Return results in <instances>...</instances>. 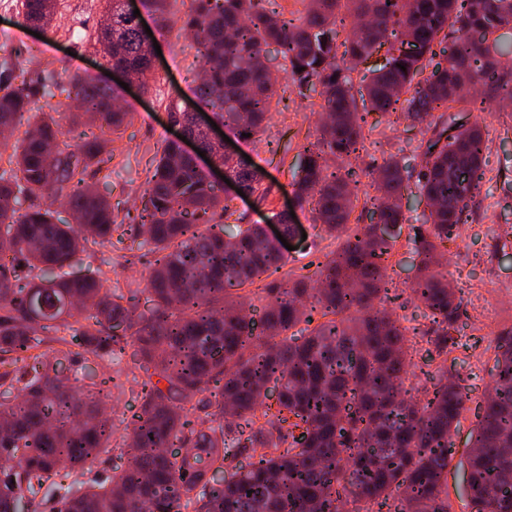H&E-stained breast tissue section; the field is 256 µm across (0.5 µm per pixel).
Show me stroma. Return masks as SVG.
<instances>
[{
	"label": "stroma",
	"mask_w": 512,
	"mask_h": 512,
	"mask_svg": "<svg viewBox=\"0 0 512 512\" xmlns=\"http://www.w3.org/2000/svg\"><path fill=\"white\" fill-rule=\"evenodd\" d=\"M191 0H171L172 29L159 42L162 51L157 68L148 81V92L130 87L124 99L131 112L116 130H99L86 121L64 122L61 145L72 146L83 136L103 135L109 139L112 160L111 176L102 180L93 176L100 193L106 197L115 216L137 215L141 208L146 177L160 157L165 142L171 140L166 110L171 100L194 103L200 59L194 41L181 31V18ZM101 14L99 0H58V12L52 29L41 35L29 34L23 22L20 0H0V60L10 57L15 47L38 45V57L44 68L55 74L79 72L90 76L103 74L102 60L88 43ZM323 115L321 99L313 93H299L287 88L271 105V119L256 139H233L229 148L236 154L249 156L254 167L265 173L271 193L265 202L234 200L236 215L243 224H266L282 202L291 200L294 178L300 164V153L317 137ZM457 120L463 124L479 123L488 140L484 155L485 178L469 208V219L460 228L456 242L447 252L448 281L465 315L461 319V345L447 360H440L426 331L428 320L405 288L416 273L417 258L408 242L413 227L422 224L428 208L416 186L405 192L408 221L396 239L388 274L394 288L402 296L392 312L402 326L419 328L412 365L406 376V387L423 391L440 376V366H447L450 377L465 387L470 396L469 409L451 437L455 457L448 468V494L451 512H473L468 487L467 453L471 433L476 425L477 410L487 397L492 383L496 332L512 328V103L497 112H461ZM424 125L408 122H384L365 130L364 148L353 167L361 175L360 192L374 193L373 179L383 160L397 157L411 168L420 165L419 146L424 139ZM301 234L293 238V250L285 251V271L299 277L304 265L336 250L340 242L327 236L314 224L308 211L296 216ZM112 262L102 266L101 256L90 253L76 274L88 268L104 267L112 280L135 278L145 280L149 256H136L122 244H114Z\"/></svg>",
	"instance_id": "obj_1"
}]
</instances>
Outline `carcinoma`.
<instances>
[{
	"mask_svg": "<svg viewBox=\"0 0 512 512\" xmlns=\"http://www.w3.org/2000/svg\"><path fill=\"white\" fill-rule=\"evenodd\" d=\"M91 46L105 66L148 73L139 21L123 0H102ZM286 17L259 0H192L181 30L194 33L203 75L200 104L237 136L257 135L277 89L266 61L276 45L286 79L311 87L328 116L304 149L295 192L300 208L339 248L316 263L315 279L289 283L277 243L259 224L230 218L229 199L192 160L167 143L147 180L135 224L119 222L103 195L83 184L103 173V144L86 139L50 157L63 128L57 108L78 102L83 115L119 128L128 112L90 76L57 79L44 70L0 85V125L27 118V129L0 166V512L24 500L40 512L56 485L60 512H343L353 496L387 512H450L451 434L469 401L448 372L425 398L404 388L409 363L405 328L378 308L399 298L387 278L389 240L406 218L405 181L394 158L378 167L372 222L348 227L359 174L348 160L363 147L369 118L427 123L416 186L429 202L413 250L419 275L410 296L427 311L437 350L459 348L460 303L443 273V251L466 222L483 179L487 142L480 127L461 128L449 111L491 112L512 100V71L498 66L512 30V0H305ZM158 29L170 28L169 0H143ZM26 23L52 26L57 0H22ZM480 30V41L470 36ZM451 39L446 63L437 47ZM385 63L353 93V73L380 51ZM35 50L20 47L0 67L25 73ZM405 69H400V66ZM437 119L427 121L433 112ZM212 161L267 198L258 172L224 147L201 140ZM109 174L103 173L102 179ZM46 196L63 197L76 224H59ZM152 256L148 288L105 272L77 276L81 253L112 237ZM270 281L261 325L239 313L247 285ZM148 293L147 309L135 300ZM63 358L91 354L114 362L132 348L143 374L140 412L126 433L100 414L112 397L90 374L69 382L42 351ZM277 389L276 407L266 405ZM247 448V467L234 464ZM105 451L127 457L93 491L55 483L63 467L88 469ZM476 512H512V330L499 336L493 394L478 412L468 454Z\"/></svg>",
	"mask_w": 512,
	"mask_h": 512,
	"instance_id": "carcinoma-1",
	"label": "carcinoma"
}]
</instances>
